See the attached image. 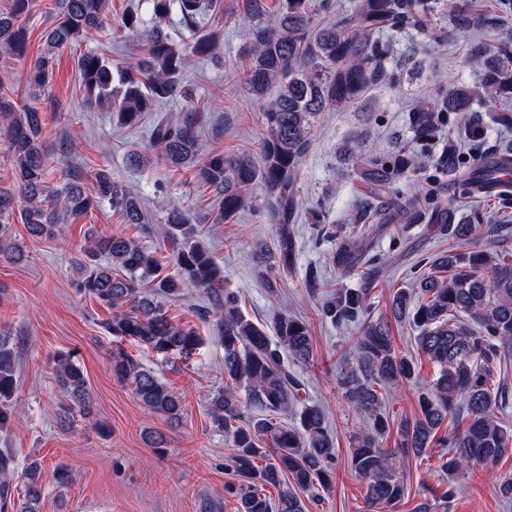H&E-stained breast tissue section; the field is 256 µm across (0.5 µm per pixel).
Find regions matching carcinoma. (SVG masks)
Returning <instances> with one entry per match:
<instances>
[{"label": "carcinoma", "instance_id": "1", "mask_svg": "<svg viewBox=\"0 0 512 512\" xmlns=\"http://www.w3.org/2000/svg\"><path fill=\"white\" fill-rule=\"evenodd\" d=\"M0 8V51L26 55L27 29L19 24L33 0H7ZM155 24L142 28L141 18L129 12L118 36L132 32L143 37L141 54L112 70L108 61L89 51L78 61L79 77L91 108L112 113L121 126H133L163 101L193 90L181 81L185 53L210 56L216 40L199 34L206 0H150ZM56 19L45 37L46 50L27 68V83L35 95L51 87L57 53L68 45L92 40L101 30L107 0H56ZM190 33L186 48H178L163 28L172 8ZM328 3L316 0H281L273 25L250 33L252 61L243 73L248 93L259 103L265 124L260 159L226 156L203 143L191 115L181 121L160 120L153 126L146 151L129 156V164L145 168L153 160L174 167L190 164L200 183L213 190L215 208L211 223L233 220L248 203L246 191L255 183L273 199L272 219L278 224V259L292 266L294 243L288 224L299 206L300 165L311 144L314 121L331 109L359 101L380 76L382 51L373 40L380 30L420 26L434 11L433 0H356L353 11L317 29L312 18ZM512 36H505L500 51L490 55L482 83L474 88H439L440 99L421 102L409 113L414 135L421 141L435 138L445 114L461 116L458 130L448 137L477 139L479 133L467 119L474 104H493L512 95ZM40 112L17 107L0 96V135L13 157L17 192L0 188V254L15 261L21 250L10 243L9 227L14 203L20 199L21 220L30 235L51 236L57 220L47 194V165L40 140ZM353 164L366 168L371 182L400 197L395 185L416 170L420 162L405 152L389 156L351 155ZM494 166L466 169V184L496 182ZM109 201L127 224L146 227L148 216L134 189L115 181L109 172L95 173L92 187L81 175L67 173L58 193L64 211L79 218L91 208L93 198ZM434 204L436 220L453 244L448 251L428 258V271L415 277L412 287L393 292L391 315L418 331L417 351L436 369L429 387L418 392V411L396 426L394 448L381 446L391 420L385 412L389 395L412 386L418 377L413 357L395 349L387 321L369 319V289L338 288L320 308L334 323L360 321V334L350 358L336 374L344 398L366 423L350 437V464L365 481L362 512H394L405 498L400 468L405 458L429 456L440 449L441 471L448 482L439 496L424 499L415 512H448L454 496V478L476 465H488L512 450V430L497 412L508 402L501 380L502 366L512 361V253L483 248L473 241V224L448 223V211L436 206L434 193L421 188L402 202L398 214L413 219L420 200ZM328 264L348 272L365 265V238L337 237ZM199 231L182 212L167 213L162 243L172 272L161 273L162 257L134 237L101 234L85 250L79 293L106 304L111 317L108 333L124 342L152 349L163 358L189 357L202 344L192 326L176 324L166 315L161 300L179 299L190 288L205 290L209 329L224 347V386L210 401L212 425L224 431L229 467L236 481L224 491L236 502L235 512H310L322 502L335 471V440L324 411L303 395L307 383L298 368L310 364L313 346L308 324L279 315L275 337L244 313L235 291L224 287V269L198 240ZM112 376L128 384L139 403L164 417L170 426L181 421L180 396L155 372L141 366L120 345L109 357ZM59 386L70 401L64 413L77 411L89 419L93 398L83 370L70 357H56ZM17 390V357L11 337L0 333V430L12 424L9 402ZM256 414L244 417V411ZM15 456L0 452V512L12 504L11 480ZM37 464L21 476L19 512H39L42 485ZM278 499L267 495V487Z\"/></svg>", "mask_w": 512, "mask_h": 512}]
</instances>
